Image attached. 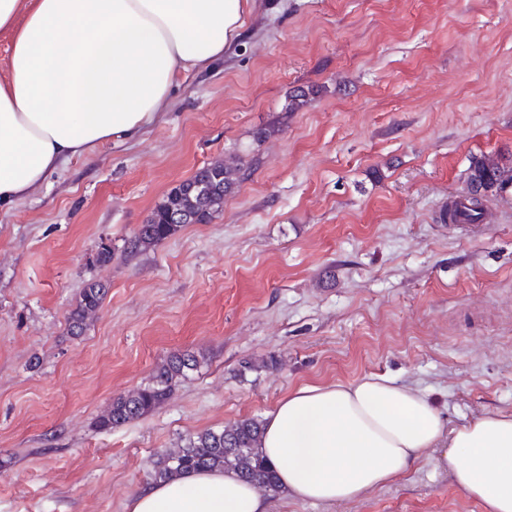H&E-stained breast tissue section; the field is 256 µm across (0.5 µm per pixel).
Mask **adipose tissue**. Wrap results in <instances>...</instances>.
I'll use <instances>...</instances> for the list:
<instances>
[{"instance_id": "ef3b65f1", "label": "adipose tissue", "mask_w": 512, "mask_h": 512, "mask_svg": "<svg viewBox=\"0 0 512 512\" xmlns=\"http://www.w3.org/2000/svg\"><path fill=\"white\" fill-rule=\"evenodd\" d=\"M252 0H0L10 66L0 78V206L29 197L68 159L131 139L157 119L181 74L237 42ZM485 512H512V413L447 428L422 391L380 376L307 384L267 414L259 451L281 492L359 499L435 448ZM125 512H269L231 471L191 472L140 490Z\"/></svg>"}]
</instances>
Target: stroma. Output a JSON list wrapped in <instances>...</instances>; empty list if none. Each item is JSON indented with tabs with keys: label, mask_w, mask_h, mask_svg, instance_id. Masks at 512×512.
Returning a JSON list of instances; mask_svg holds the SVG:
<instances>
[{
	"label": "stroma",
	"mask_w": 512,
	"mask_h": 512,
	"mask_svg": "<svg viewBox=\"0 0 512 512\" xmlns=\"http://www.w3.org/2000/svg\"><path fill=\"white\" fill-rule=\"evenodd\" d=\"M298 87L317 94L292 112ZM484 152L512 155V0H255L153 126L0 208V512H124L157 452L305 384L383 376L451 428L512 411V194L482 223L440 219ZM234 156L252 168L209 223L129 252L171 188ZM91 282L108 292L75 336ZM185 350L206 361L166 404L96 428ZM269 500L483 512L431 460L352 502Z\"/></svg>",
	"instance_id": "obj_1"
}]
</instances>
